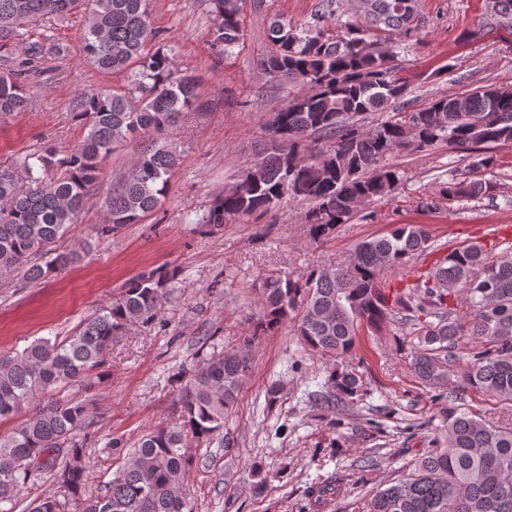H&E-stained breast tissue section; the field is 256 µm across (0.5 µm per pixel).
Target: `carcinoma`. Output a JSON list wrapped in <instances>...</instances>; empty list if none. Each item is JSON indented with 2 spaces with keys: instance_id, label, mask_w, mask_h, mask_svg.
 Segmentation results:
<instances>
[{
  "instance_id": "1",
  "label": "carcinoma",
  "mask_w": 512,
  "mask_h": 512,
  "mask_svg": "<svg viewBox=\"0 0 512 512\" xmlns=\"http://www.w3.org/2000/svg\"><path fill=\"white\" fill-rule=\"evenodd\" d=\"M241 0H210L211 44L224 51L243 38ZM340 0H319L315 20L336 15ZM352 20L334 38L316 25L306 34L289 23L269 28L272 49L264 71L288 85L291 100L267 123V154L224 190L203 223L262 216L285 199L306 200L303 222L315 239L349 223L359 207L391 193L399 181L389 156L405 149L427 151L447 142L471 155L484 169L489 150L512 143V88H476L439 98L415 112H395L371 129L358 118L398 101L406 85L394 77L391 51L379 46L381 32L408 34L415 28L418 0H347ZM73 11L86 16L81 36L84 60L105 74L133 72L130 92L109 89L79 93L74 114L87 134L58 153L47 148L25 165V175L0 170V272L48 279L82 261L77 251L47 252L73 224L99 182L101 166L127 140L148 145L107 195V223L100 233L137 224L165 196L179 154L166 139L184 114L202 112L196 78L177 71L157 37L145 0H0V48L19 29ZM28 108L22 70L0 73V114ZM486 181H452L440 190L450 201L488 193ZM434 246L426 224H395L389 234L356 245L343 268H315L290 275L268 274L259 284L264 310L252 334L274 331L297 319V335L314 352L332 359L331 404L351 398L362 376L349 364L358 328H382L408 320L416 337L411 366L423 383L441 388L450 365L464 362L459 384L443 407L444 441L425 452L407 477L378 491L369 512H512V428L494 426L456 405L472 390L512 404V248L493 255L477 242L453 248L429 278L417 284L423 301L382 284V272L407 266ZM172 274L150 272L132 278L112 304L59 340L40 338L22 352L0 356V419L25 403L38 410L8 436H0V502L13 500L39 472H50L78 512H194L187 483L190 445L224 429L250 371L242 352L212 355L178 393V422L145 433L127 454L104 491L85 496L83 446L75 440L92 424V400L64 395L92 387L90 373L104 364L112 337L158 318ZM460 295L469 307L463 318L448 300ZM431 320L422 321L420 317ZM49 491L32 512H61Z\"/></svg>"
}]
</instances>
